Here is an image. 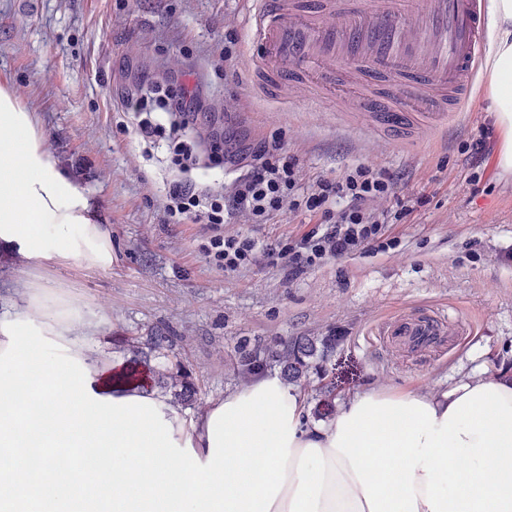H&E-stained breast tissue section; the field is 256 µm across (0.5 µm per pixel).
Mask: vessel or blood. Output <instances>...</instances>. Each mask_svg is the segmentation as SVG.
I'll use <instances>...</instances> for the list:
<instances>
[{
  "label": "vessel or blood",
  "instance_id": "obj_1",
  "mask_svg": "<svg viewBox=\"0 0 512 512\" xmlns=\"http://www.w3.org/2000/svg\"><path fill=\"white\" fill-rule=\"evenodd\" d=\"M259 44L256 67L269 91L301 86L347 105H370L390 128L441 121L467 96L482 46L477 0H254L245 16ZM461 322L403 316L389 336L423 345L462 335Z\"/></svg>",
  "mask_w": 512,
  "mask_h": 512
}]
</instances>
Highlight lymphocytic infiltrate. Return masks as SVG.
<instances>
[{
    "mask_svg": "<svg viewBox=\"0 0 512 512\" xmlns=\"http://www.w3.org/2000/svg\"><path fill=\"white\" fill-rule=\"evenodd\" d=\"M127 111L136 117L135 135L145 144L165 142L174 177L169 182L165 212L176 224H226L236 212H247L254 223L265 224L288 211L320 218V225L289 242L288 246L242 235L211 237L208 256L225 271L234 272L257 256L288 262L297 274L329 256H343L380 243L387 225L410 213V206L395 212L376 210V202L397 194L396 179L370 164H361L334 178L317 179L303 187L295 159L284 157L278 146L261 144L248 151H233L224 136L206 147L185 137L199 110L197 93L187 85L156 82L138 97L127 98ZM237 166L241 172L219 190L193 179L202 164ZM347 208L333 212L337 200Z\"/></svg>",
    "mask_w": 512,
    "mask_h": 512,
    "instance_id": "obj_1",
    "label": "lymphocytic infiltrate"
}]
</instances>
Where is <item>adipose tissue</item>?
I'll use <instances>...</instances> for the list:
<instances>
[{"label": "adipose tissue", "instance_id": "1", "mask_svg": "<svg viewBox=\"0 0 512 512\" xmlns=\"http://www.w3.org/2000/svg\"><path fill=\"white\" fill-rule=\"evenodd\" d=\"M491 110L512 172V0H486ZM0 243L44 267L111 270L112 227L0 85ZM0 317V512H512V376L368 389L326 423L257 376L184 418L115 385L91 345L102 318L19 278Z\"/></svg>", "mask_w": 512, "mask_h": 512}]
</instances>
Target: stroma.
I'll use <instances>...</instances> for the list:
<instances>
[{
  "label": "stroma",
  "mask_w": 512,
  "mask_h": 512,
  "mask_svg": "<svg viewBox=\"0 0 512 512\" xmlns=\"http://www.w3.org/2000/svg\"><path fill=\"white\" fill-rule=\"evenodd\" d=\"M248 9L247 0H0V85L36 112L51 154L112 227L110 271L70 265L47 274L105 312L94 348L113 354L118 337L169 330L199 381L182 409L188 418L247 379L241 352L281 377L276 353L299 336L335 334V353L308 379L335 380L340 401L371 385L443 390L512 367V173L490 154L471 190L462 151L492 121L484 75L446 122L397 138L371 113L318 92L291 99L259 87ZM231 35L240 62L226 78L215 66ZM169 75L202 93L206 112L193 127L201 141L229 132L243 147L278 142L307 185L370 163L395 176L399 195L426 202L392 226V248L329 257L294 277L264 257L224 271L204 251L215 233L284 245L304 226L285 214L254 224L241 212L217 229L167 223V154L144 155L123 101ZM424 313L473 331L418 351L385 336L393 318Z\"/></svg>",
  "instance_id": "35a3bbf8"
}]
</instances>
